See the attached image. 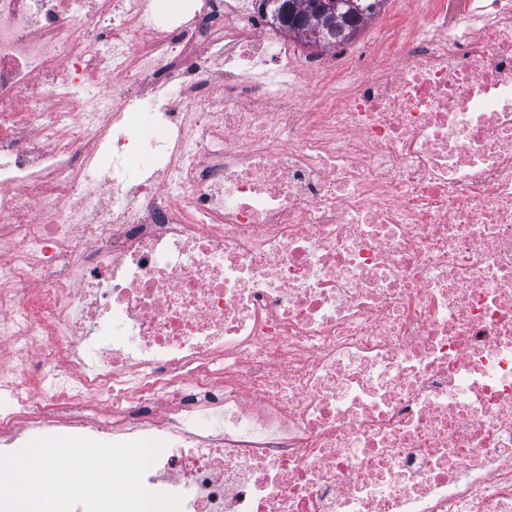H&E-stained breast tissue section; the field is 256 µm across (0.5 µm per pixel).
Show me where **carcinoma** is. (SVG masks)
I'll return each instance as SVG.
<instances>
[{
    "instance_id": "cac0c4a2",
    "label": "carcinoma",
    "mask_w": 512,
    "mask_h": 512,
    "mask_svg": "<svg viewBox=\"0 0 512 512\" xmlns=\"http://www.w3.org/2000/svg\"><path fill=\"white\" fill-rule=\"evenodd\" d=\"M318 0H274L273 8L284 13L288 28H296L294 35L306 43L322 47L336 46L349 35L358 32L361 23L372 17L384 0H355L356 6L342 7L336 11V27L331 29L323 15L311 8Z\"/></svg>"
}]
</instances>
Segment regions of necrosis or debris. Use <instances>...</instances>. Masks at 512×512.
Segmentation results:
<instances>
[{
  "label": "necrosis or debris",
  "instance_id": "obj_1",
  "mask_svg": "<svg viewBox=\"0 0 512 512\" xmlns=\"http://www.w3.org/2000/svg\"><path fill=\"white\" fill-rule=\"evenodd\" d=\"M420 2L336 66L250 0H0L1 445L161 441L180 512H512V0Z\"/></svg>",
  "mask_w": 512,
  "mask_h": 512
}]
</instances>
